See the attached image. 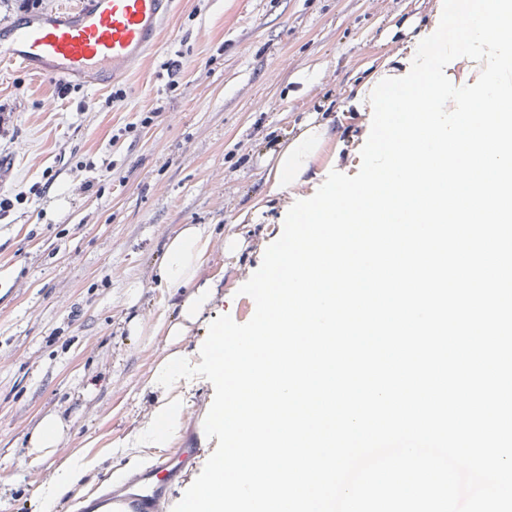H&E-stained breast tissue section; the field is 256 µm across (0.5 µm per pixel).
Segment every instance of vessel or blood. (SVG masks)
<instances>
[{
  "label": "vessel or blood",
  "mask_w": 512,
  "mask_h": 512,
  "mask_svg": "<svg viewBox=\"0 0 512 512\" xmlns=\"http://www.w3.org/2000/svg\"><path fill=\"white\" fill-rule=\"evenodd\" d=\"M173 0H83L80 7L0 22V64L90 82L114 78L155 45ZM200 450L178 448L134 483L99 499L101 512H163L169 487Z\"/></svg>",
  "instance_id": "1"
}]
</instances>
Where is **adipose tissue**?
Returning <instances> with one entry per match:
<instances>
[{"label":"adipose tissue","mask_w":512,"mask_h":512,"mask_svg":"<svg viewBox=\"0 0 512 512\" xmlns=\"http://www.w3.org/2000/svg\"><path fill=\"white\" fill-rule=\"evenodd\" d=\"M329 138L328 126L317 116H308L302 130L277 155L265 176L267 197L287 199L294 196L303 184L310 166ZM214 249V229L209 224H189L169 236L165 242L164 261L160 280L169 288H185L189 294L181 303L177 316L160 314L170 342H181L213 299L212 282L200 281L199 275L209 262ZM186 376L182 358L166 355L156 366L153 386L163 396L152 410L150 419L142 426L139 438L151 448L167 447L182 429L187 406L178 392Z\"/></svg>","instance_id":"adipose-tissue-1"}]
</instances>
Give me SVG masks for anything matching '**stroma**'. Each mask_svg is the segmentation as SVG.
<instances>
[{"mask_svg":"<svg viewBox=\"0 0 512 512\" xmlns=\"http://www.w3.org/2000/svg\"><path fill=\"white\" fill-rule=\"evenodd\" d=\"M441 11L442 0H175L155 49L109 82L74 81L61 99L60 78L0 72V110L10 115L0 192L24 195L0 220V512H38L73 455L95 467L53 512H89L111 492L159 397L157 362L177 352L199 364L214 319L252 318L255 303L239 289L285 213L266 202L243 227L239 254L214 251L200 275L216 283L214 299L176 345L157 319L188 294L159 285L167 237L187 224L223 236L262 198L268 159L311 114L330 137L303 197L330 171L356 175L372 119L356 90L384 60L411 67ZM180 53L186 73L173 89L163 64ZM118 89L124 100L98 109ZM158 105L162 114L150 117ZM182 393L190 416L169 448L194 441L214 451L203 429L213 385L195 377ZM50 415L63 433L38 459L30 438Z\"/></svg>","mask_w":512,"mask_h":512,"instance_id":"1","label":"stroma"}]
</instances>
